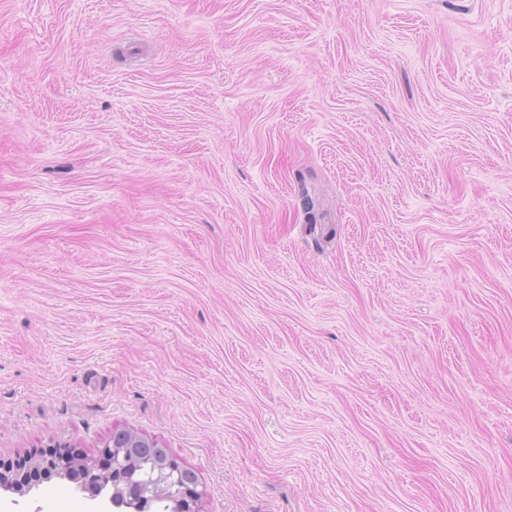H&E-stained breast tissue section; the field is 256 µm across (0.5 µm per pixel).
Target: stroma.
Returning a JSON list of instances; mask_svg holds the SVG:
<instances>
[{
    "mask_svg": "<svg viewBox=\"0 0 512 512\" xmlns=\"http://www.w3.org/2000/svg\"><path fill=\"white\" fill-rule=\"evenodd\" d=\"M116 428L200 512H512V0H0V457Z\"/></svg>",
    "mask_w": 512,
    "mask_h": 512,
    "instance_id": "1",
    "label": "stroma"
}]
</instances>
